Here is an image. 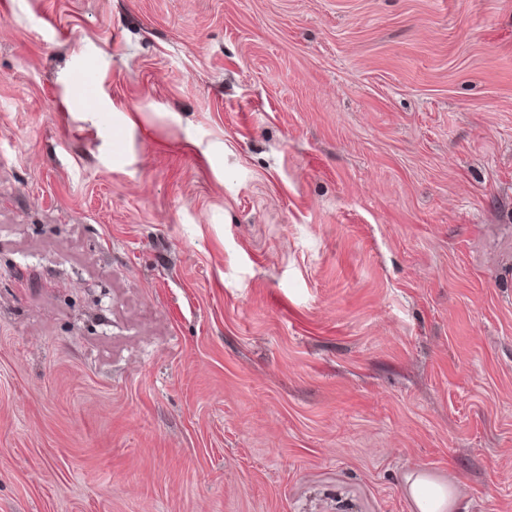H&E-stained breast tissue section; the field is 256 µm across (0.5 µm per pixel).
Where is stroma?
Listing matches in <instances>:
<instances>
[{
	"instance_id": "1",
	"label": "stroma",
	"mask_w": 512,
	"mask_h": 512,
	"mask_svg": "<svg viewBox=\"0 0 512 512\" xmlns=\"http://www.w3.org/2000/svg\"><path fill=\"white\" fill-rule=\"evenodd\" d=\"M412 471L512 512V0H0V512Z\"/></svg>"
}]
</instances>
